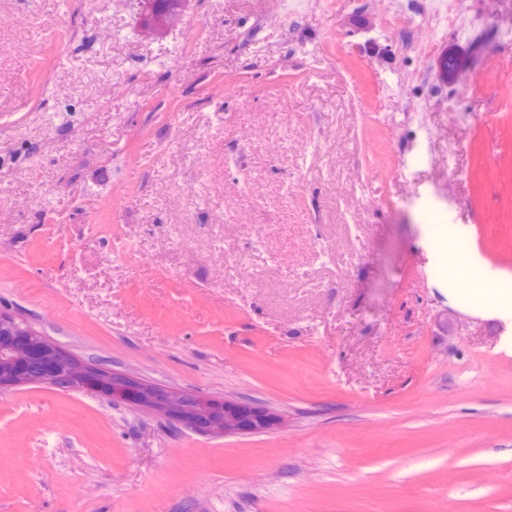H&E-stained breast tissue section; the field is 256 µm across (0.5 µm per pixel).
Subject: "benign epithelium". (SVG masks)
I'll list each match as a JSON object with an SVG mask.
<instances>
[{"instance_id":"1","label":"benign epithelium","mask_w":512,"mask_h":512,"mask_svg":"<svg viewBox=\"0 0 512 512\" xmlns=\"http://www.w3.org/2000/svg\"><path fill=\"white\" fill-rule=\"evenodd\" d=\"M48 385L105 396L114 405L146 408L202 434L252 435L282 424L281 414L252 401L175 392L76 359L26 321L0 311V390Z\"/></svg>"}]
</instances>
